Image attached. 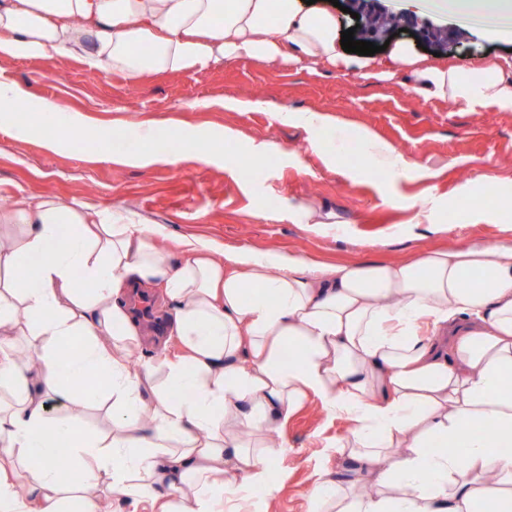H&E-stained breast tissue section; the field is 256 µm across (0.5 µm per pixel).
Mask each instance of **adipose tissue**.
Instances as JSON below:
<instances>
[{
    "instance_id": "ef3b65f1",
    "label": "adipose tissue",
    "mask_w": 512,
    "mask_h": 512,
    "mask_svg": "<svg viewBox=\"0 0 512 512\" xmlns=\"http://www.w3.org/2000/svg\"><path fill=\"white\" fill-rule=\"evenodd\" d=\"M400 7L512 30V0ZM286 52L350 62L333 17L300 0H0V56L78 55L141 78ZM390 59L415 68L424 96L512 105L498 60L470 80L419 66L403 46ZM15 103L53 122L48 145L90 130L110 145L107 127L0 78V112ZM0 224L22 228L0 239V391L14 399L0 409V512H67L73 500L113 512L117 495L129 512H223L225 498L271 489L288 446L278 433L311 396L352 428L336 442L346 465L320 475L310 512H480L487 499L512 512L511 225L491 244L325 267L245 248L219 261L198 239L179 242L175 262L133 213L29 195ZM137 287L161 290L171 319L162 347L134 365L140 330L126 298ZM21 336L34 349L25 360ZM65 344L78 347L66 360ZM49 392L69 410L109 404V430L51 417ZM479 419L495 432H470ZM61 454L77 483L59 481Z\"/></svg>"
}]
</instances>
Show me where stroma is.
Segmentation results:
<instances>
[{
    "mask_svg": "<svg viewBox=\"0 0 512 512\" xmlns=\"http://www.w3.org/2000/svg\"><path fill=\"white\" fill-rule=\"evenodd\" d=\"M455 35L457 52L438 57L406 32L391 42L407 45L423 63L458 65L470 74L494 56L512 61L511 38L460 28ZM0 76L113 131L154 123L201 141L227 130L236 134V143L207 158L181 152L172 162L144 167L112 162L95 146L47 147L37 120L0 117V199L27 194L130 211L156 228L152 243L164 253L175 240L199 238L227 251L291 252L328 266L397 263L435 246L491 243L501 236L499 213L480 197L489 177L512 195V106L464 110L424 98L409 70L368 81L354 67L242 55L139 80L112 70L89 75L74 55L50 61L0 57ZM228 99H251L258 106L228 110ZM277 106L325 113L335 126L320 134L277 121L271 113ZM362 129L395 146L413 168L379 176L350 161ZM316 137L330 148L342 144V153L333 160L309 153L308 142ZM268 142L279 145L278 155L269 158L261 178L248 176L240 158ZM426 169L432 181L424 180ZM430 184L437 219L445 226L441 232L415 218ZM307 206L333 213L336 223H307ZM136 296L150 303L138 317V354L144 357L165 336L168 305L145 289ZM348 429V422L328 419L320 401L309 399L282 430L289 450L278 458L273 486L253 512H308L318 476L335 467L336 441Z\"/></svg>",
    "mask_w": 512,
    "mask_h": 512,
    "instance_id": "stroma-1",
    "label": "stroma"
}]
</instances>
